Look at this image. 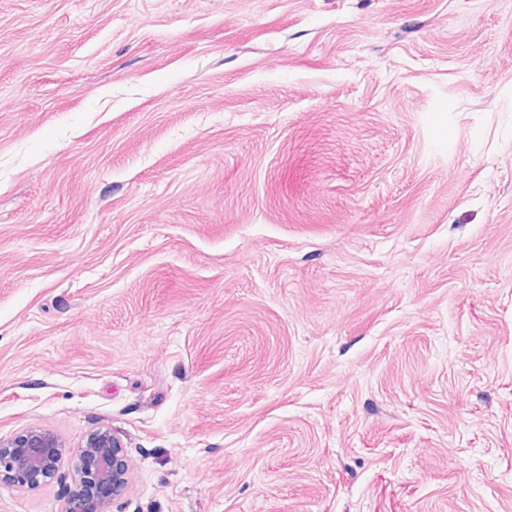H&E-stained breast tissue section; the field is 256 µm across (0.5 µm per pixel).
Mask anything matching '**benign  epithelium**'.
<instances>
[{
  "label": "benign epithelium",
  "instance_id": "benign-epithelium-1",
  "mask_svg": "<svg viewBox=\"0 0 512 512\" xmlns=\"http://www.w3.org/2000/svg\"><path fill=\"white\" fill-rule=\"evenodd\" d=\"M65 451L55 434L38 427L0 441V482L35 489L55 474ZM76 454L80 485L95 490V494H72L66 512H108L109 504L128 483V467L119 440L110 429H99L77 446Z\"/></svg>",
  "mask_w": 512,
  "mask_h": 512
}]
</instances>
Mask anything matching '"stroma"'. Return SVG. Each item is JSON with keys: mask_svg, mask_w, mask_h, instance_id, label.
I'll return each mask as SVG.
<instances>
[{"mask_svg": "<svg viewBox=\"0 0 512 512\" xmlns=\"http://www.w3.org/2000/svg\"><path fill=\"white\" fill-rule=\"evenodd\" d=\"M31 426L109 512H512V0H0ZM120 448L119 440L108 428L89 434L77 446L81 489L68 499L66 512L109 511V504L128 483V467ZM83 487L94 489L96 495L81 492Z\"/></svg>", "mask_w": 512, "mask_h": 512, "instance_id": "stroma-1", "label": "stroma"}]
</instances>
